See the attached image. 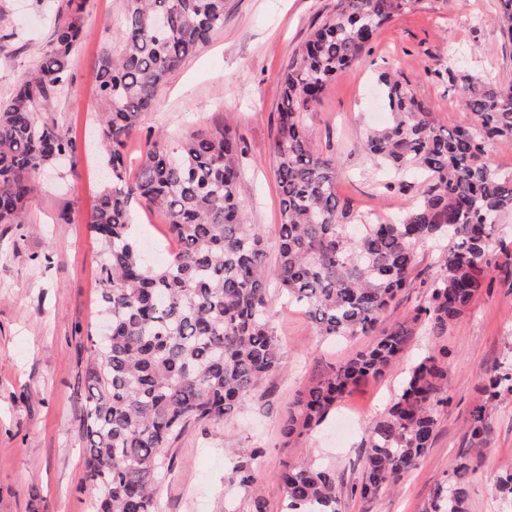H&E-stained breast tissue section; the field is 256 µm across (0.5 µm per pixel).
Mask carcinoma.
<instances>
[{"instance_id":"carcinoma-1","label":"carcinoma","mask_w":512,"mask_h":512,"mask_svg":"<svg viewBox=\"0 0 512 512\" xmlns=\"http://www.w3.org/2000/svg\"><path fill=\"white\" fill-rule=\"evenodd\" d=\"M112 21L119 46L98 70L100 144L112 186L89 224L100 244V302L111 334L94 346L85 371L82 421L85 478L92 512H158L165 448L189 424L236 417L246 397L285 366L271 326L274 279L326 338L372 334L374 344L298 392L283 419L284 445L320 425L361 381L406 354L418 328L442 336L469 310L498 267L499 224L512 213V174L485 159L488 143L512 148V83L462 90L474 115L448 130L399 78L379 75L391 112L369 131L362 152L394 179L419 173V201L389 221L364 224L336 193V160L307 137L304 113L326 87L359 62L377 32L409 0H335L281 76L273 145L279 192L278 249L269 261L259 225L243 208V140L227 128L198 129L170 148L155 140L129 179L125 150L157 89L224 25V0H123ZM512 40V0H496ZM86 0H64L38 70L0 103V224H21L36 191L30 175L72 157L76 146L37 112L70 81L72 57L86 38ZM161 212L176 244L154 267L130 234L132 204ZM444 245L427 300L389 327L382 317L406 288L414 245ZM448 351L439 348L407 371L385 413L364 430L362 476L344 486L336 470L291 461L279 475L284 512H341L342 490L372 498L396 484L430 448L448 406ZM466 419L469 447L451 463L424 512H468L470 476L486 451L493 403L512 395V365L482 381ZM234 466L242 486L257 481L250 460Z\"/></svg>"}]
</instances>
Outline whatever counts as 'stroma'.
Returning <instances> with one entry per match:
<instances>
[{
	"mask_svg": "<svg viewBox=\"0 0 512 512\" xmlns=\"http://www.w3.org/2000/svg\"><path fill=\"white\" fill-rule=\"evenodd\" d=\"M334 0H226L224 25L159 88L127 146V170L136 172L149 140L176 141L196 128L224 126L245 143L243 205L250 223L277 250L278 193L274 175L275 114L280 76L310 29ZM62 0H0V100L40 63ZM123 0H87L85 40L74 53L65 91L38 113L76 144L65 168L34 175L37 190L20 224H0V512H90L81 424L87 395L90 331L100 322L99 246L89 231L93 206L106 187L96 150L95 115L101 110L96 73L104 50L117 43L112 21ZM463 58L452 70L448 61ZM392 71L433 108L440 125L472 122L459 102L462 85L512 80V40L504 36L496 0H412L380 29L363 59L340 73L304 115L316 149L336 159V189L352 211L388 220L417 201L422 178L386 189L385 177L359 151L366 131L380 125L378 75ZM131 230L153 264L175 245L159 212L135 207ZM412 282L384 316L393 324L427 297L424 284L440 271L433 243L414 247ZM468 314L436 338L414 336L408 354L382 376L367 380L335 412L297 443L285 445L281 425L289 404L311 379L368 349L373 339L318 336L304 310L270 286L272 326L287 366L262 382L229 422L191 426L166 450L159 512H283L276 477L289 461L310 454L358 480L362 429L393 400L408 368L443 346L448 350L447 408L438 417L431 448L394 488L364 500L343 496L342 512H423L456 453L466 447L465 419L478 402L479 379L512 361V263L493 273ZM488 451L470 482L469 512H497L494 487L512 468V398L491 411ZM244 448L257 449L258 489L233 482Z\"/></svg>",
	"mask_w": 512,
	"mask_h": 512,
	"instance_id": "stroma-1",
	"label": "stroma"
}]
</instances>
